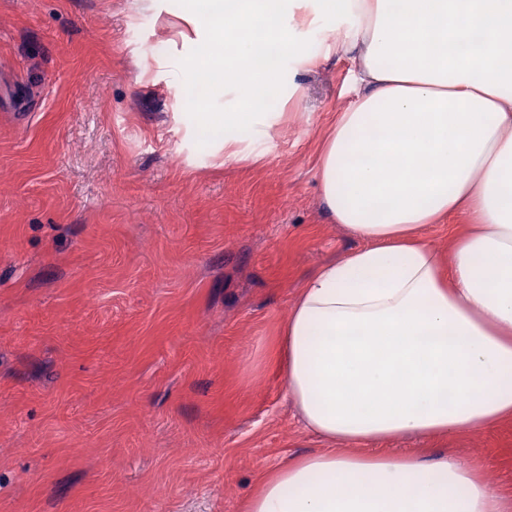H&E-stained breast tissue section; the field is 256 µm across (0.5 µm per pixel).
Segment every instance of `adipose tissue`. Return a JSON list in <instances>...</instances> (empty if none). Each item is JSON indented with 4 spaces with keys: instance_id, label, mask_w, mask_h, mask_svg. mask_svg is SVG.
Masks as SVG:
<instances>
[{
    "instance_id": "1",
    "label": "adipose tissue",
    "mask_w": 512,
    "mask_h": 512,
    "mask_svg": "<svg viewBox=\"0 0 512 512\" xmlns=\"http://www.w3.org/2000/svg\"><path fill=\"white\" fill-rule=\"evenodd\" d=\"M315 35L354 65V100L318 160L322 199L360 248L317 269L282 337L287 391L329 449L264 475L247 512H512L444 456L363 451L512 421V0H312ZM288 0H185L221 54L186 62L232 94L214 132L248 128L305 66ZM463 217L448 259L430 225Z\"/></svg>"
}]
</instances>
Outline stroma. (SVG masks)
<instances>
[{"instance_id": "35a3bbf8", "label": "stroma", "mask_w": 512, "mask_h": 512, "mask_svg": "<svg viewBox=\"0 0 512 512\" xmlns=\"http://www.w3.org/2000/svg\"><path fill=\"white\" fill-rule=\"evenodd\" d=\"M205 37L181 0H0V512H245L328 446L277 354L308 275L359 245L317 181L353 67L306 38L283 120L232 159L182 78ZM374 449L512 489V423Z\"/></svg>"}]
</instances>
